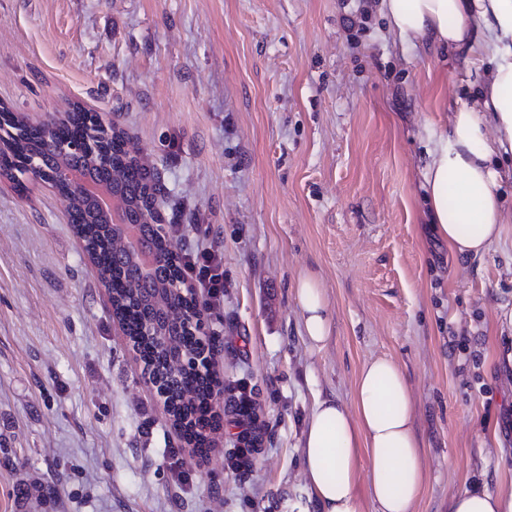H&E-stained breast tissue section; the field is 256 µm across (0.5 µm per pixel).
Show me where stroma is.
<instances>
[{"mask_svg":"<svg viewBox=\"0 0 512 512\" xmlns=\"http://www.w3.org/2000/svg\"><path fill=\"white\" fill-rule=\"evenodd\" d=\"M477 91L455 58L390 33L374 0H0V102L35 124L79 103L126 132L167 188L172 251L217 250L224 279L203 312L224 391L201 456L63 201L0 183V512H315L314 396L350 399L379 356L414 396L416 512L512 486V223L459 259L422 215L431 124ZM305 271L333 309L319 349L294 297ZM241 391L245 425L228 403Z\"/></svg>","mask_w":512,"mask_h":512,"instance_id":"1","label":"stroma"}]
</instances>
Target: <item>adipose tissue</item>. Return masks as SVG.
Here are the masks:
<instances>
[{"mask_svg": "<svg viewBox=\"0 0 512 512\" xmlns=\"http://www.w3.org/2000/svg\"><path fill=\"white\" fill-rule=\"evenodd\" d=\"M390 32L487 60L475 104L452 112L421 172L432 232L459 258L487 253L512 223L501 160L512 155V0H380ZM295 294L311 346L330 338L332 310L317 275ZM305 478L316 512H415L425 488L424 450L405 372L378 357L360 369L350 400L316 396L303 431ZM450 512H512V487L472 485Z\"/></svg>", "mask_w": 512, "mask_h": 512, "instance_id": "ef3b65f1", "label": "adipose tissue"}]
</instances>
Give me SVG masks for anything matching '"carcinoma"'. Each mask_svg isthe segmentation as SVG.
<instances>
[{
	"label": "carcinoma",
	"instance_id": "carcinoma-1",
	"mask_svg": "<svg viewBox=\"0 0 512 512\" xmlns=\"http://www.w3.org/2000/svg\"><path fill=\"white\" fill-rule=\"evenodd\" d=\"M87 120L88 111L77 105L66 122L22 127L18 136L9 137L0 147V174L13 182L19 181L32 155L46 158L51 174L61 166L82 167L99 181L115 185L125 198L130 215H142L151 201L152 187L143 168L128 161L134 148L122 131L110 129L93 156L63 157L57 153L59 142L85 138ZM52 183L68 200V210L76 220L86 248L94 255L100 282L110 293L113 313L126 326L133 349L153 374L165 375L166 356L158 350L155 338L142 334L141 328L146 319L158 315L160 310L174 318L180 311L190 309L188 301L179 294L167 295L162 298L160 310H155L145 292L139 267L104 245V238L111 235L107 215L99 212L85 197L71 193L66 184L55 179ZM170 270L175 273L180 270L179 258L171 253L166 265L150 275V287H165ZM212 385L209 375L190 365L167 383L170 419L181 430L186 442L199 451L208 447V432L214 426L209 414Z\"/></svg>",
	"mask_w": 512,
	"mask_h": 512
}]
</instances>
